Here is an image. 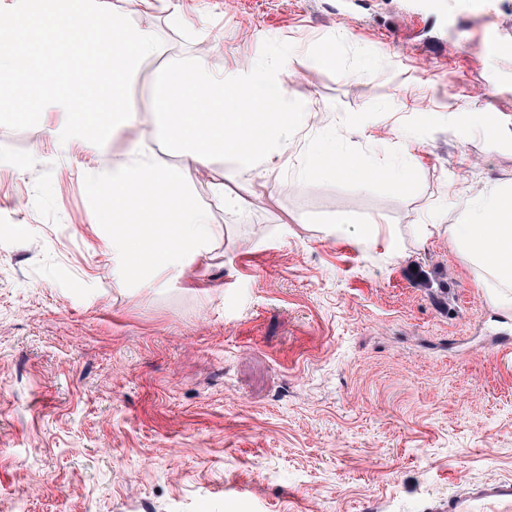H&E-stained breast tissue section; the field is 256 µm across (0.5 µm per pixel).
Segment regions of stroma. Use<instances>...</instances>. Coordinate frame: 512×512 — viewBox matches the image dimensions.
Returning <instances> with one entry per match:
<instances>
[{"label":"stroma","mask_w":512,"mask_h":512,"mask_svg":"<svg viewBox=\"0 0 512 512\" xmlns=\"http://www.w3.org/2000/svg\"><path fill=\"white\" fill-rule=\"evenodd\" d=\"M107 2L163 41L107 153L58 144L53 105L0 127V512H427L512 479V313L446 235L417 241L457 223V195L512 183V139L476 133L489 111L512 116V54H486L456 0L423 20L407 0ZM245 47L288 58L309 137L409 159L411 186L309 183L299 151L247 182L217 158L191 182L224 228L213 249L178 278L112 280L85 175L141 150L185 164L153 133L157 74L201 57L230 76ZM326 50L339 67L319 64ZM474 83L492 84L485 101ZM340 214L345 235H325ZM374 219L393 245L353 246Z\"/></svg>","instance_id":"stroma-1"}]
</instances>
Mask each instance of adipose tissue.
<instances>
[{
    "mask_svg": "<svg viewBox=\"0 0 512 512\" xmlns=\"http://www.w3.org/2000/svg\"><path fill=\"white\" fill-rule=\"evenodd\" d=\"M288 65L285 58L271 65L257 64L244 75L221 80L201 59L168 69L154 89L162 136L193 165L205 166L221 157L245 179L273 160L287 158L307 114L305 107L288 101L283 84ZM374 174L373 167L332 137L309 144L308 160L300 171L310 181L367 182ZM459 210L458 223L420 225L419 242L436 233L448 235L487 302L512 309V185L461 197Z\"/></svg>",
    "mask_w": 512,
    "mask_h": 512,
    "instance_id": "ef3b65f1",
    "label": "adipose tissue"
}]
</instances>
